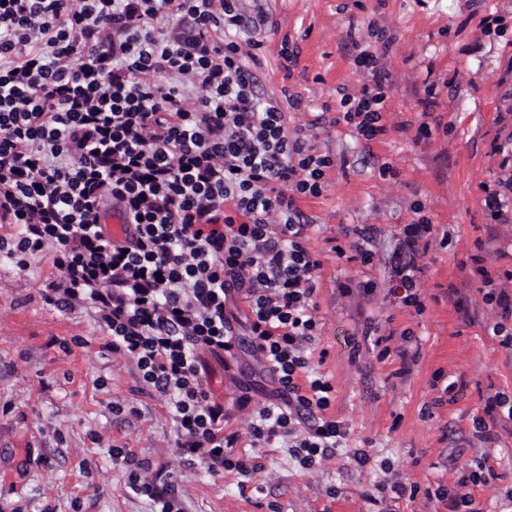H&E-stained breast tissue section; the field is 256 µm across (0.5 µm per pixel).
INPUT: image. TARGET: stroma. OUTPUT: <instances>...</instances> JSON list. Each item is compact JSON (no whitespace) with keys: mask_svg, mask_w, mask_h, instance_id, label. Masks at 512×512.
Wrapping results in <instances>:
<instances>
[{"mask_svg":"<svg viewBox=\"0 0 512 512\" xmlns=\"http://www.w3.org/2000/svg\"><path fill=\"white\" fill-rule=\"evenodd\" d=\"M269 16L256 74L260 97L301 96L289 127L308 126L317 153L334 161L320 197L299 200L322 267L315 293L316 371L334 392L330 415L348 428L347 449L304 469L279 443H256L254 412L274 389L242 341L234 353L205 355L209 388L224 406L234 455L255 473L188 464L164 397L135 364L108 351L92 308L47 305L48 261L22 271L0 260V512H152L128 484L120 448L149 461L151 480L177 488L185 512H449L462 468L485 457L471 486L475 512H512V419L487 415L490 397L512 398V348L491 327L478 268L512 271V212L495 219L482 185L512 178V0H265ZM501 14L504 30L483 18ZM385 29L389 44L370 34ZM294 51L287 64L281 48ZM381 55L392 75L383 122L358 140L336 123L342 94L371 79L356 59ZM428 124L430 138L418 135ZM394 173L379 175L382 164ZM421 205L433 223L417 263L424 311L391 294L389 259ZM377 228L372 264L332 251L345 230ZM453 245L442 248L443 233ZM350 290H342L343 282ZM376 282L363 294L360 285ZM454 393H445L448 382ZM483 419L488 440L475 435ZM354 448L372 461L358 468ZM416 486L414 497L379 484Z\"/></svg>","mask_w":512,"mask_h":512,"instance_id":"1","label":"stroma"}]
</instances>
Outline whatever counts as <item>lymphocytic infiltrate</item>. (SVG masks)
I'll return each instance as SVG.
<instances>
[{
    "mask_svg": "<svg viewBox=\"0 0 512 512\" xmlns=\"http://www.w3.org/2000/svg\"><path fill=\"white\" fill-rule=\"evenodd\" d=\"M266 22L260 0H0V220L18 227L0 255L22 270L48 259L44 302L94 309L108 349L165 396L187 461L241 473L202 360L233 351L237 296L275 386L254 438L285 442L307 469L348 436L311 362L322 262L297 206L320 196L333 160L256 92ZM357 64L373 83L343 95L337 119L370 141L386 131L389 74L368 51ZM109 210L121 236L100 222ZM431 232L423 215L404 225L394 269L393 290L419 311ZM126 463L154 512H184L174 485Z\"/></svg>",
    "mask_w": 512,
    "mask_h": 512,
    "instance_id": "obj_1",
    "label": "lymphocytic infiltrate"
}]
</instances>
